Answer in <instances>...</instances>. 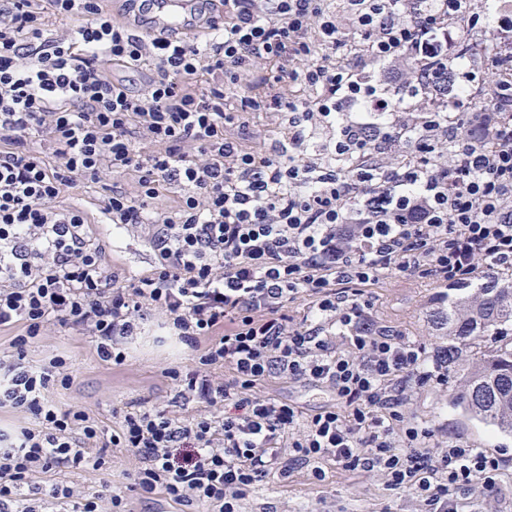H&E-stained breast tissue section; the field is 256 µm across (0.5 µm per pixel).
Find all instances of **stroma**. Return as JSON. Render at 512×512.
I'll return each mask as SVG.
<instances>
[{"label":"stroma","instance_id":"obj_1","mask_svg":"<svg viewBox=\"0 0 512 512\" xmlns=\"http://www.w3.org/2000/svg\"><path fill=\"white\" fill-rule=\"evenodd\" d=\"M447 286L405 276L390 278L371 288L370 313L381 325L390 327L409 340L435 350L445 346L427 322L437 300ZM30 361L54 355L67 359L74 375L69 388L54 387L52 396L59 406L78 407L97 419L102 428L113 425V411L133 408L139 402L180 413L188 419L192 409L183 408L171 370L191 365L193 353L177 337L156 342L154 335L141 336L129 346L123 365L101 361L90 337L80 336L60 324L49 325L26 351ZM466 359L448 364V384L422 388L407 406L408 417L429 426L436 438L473 448H483L501 457L504 471L495 491L470 496L463 502L465 512H512V435L484 426L459 408L453 400L461 389ZM264 394L286 397L310 409L331 403L332 394L301 382L275 379L262 388ZM138 466L137 456L122 448L109 451L112 492L122 498L127 512H180L179 506L162 496L144 501L132 488ZM419 501L410 493L390 489L384 480L363 472L341 471L330 467L324 480L313 478L306 467H294L287 480H270L248 496L245 512H420Z\"/></svg>","mask_w":512,"mask_h":512}]
</instances>
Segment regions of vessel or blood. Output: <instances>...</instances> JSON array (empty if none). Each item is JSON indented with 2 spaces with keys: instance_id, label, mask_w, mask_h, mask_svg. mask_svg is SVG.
<instances>
[{
  "instance_id": "1",
  "label": "vessel or blood",
  "mask_w": 512,
  "mask_h": 512,
  "mask_svg": "<svg viewBox=\"0 0 512 512\" xmlns=\"http://www.w3.org/2000/svg\"><path fill=\"white\" fill-rule=\"evenodd\" d=\"M222 14L219 0H148L145 8L129 14L128 21L136 33L175 43L206 32Z\"/></svg>"
}]
</instances>
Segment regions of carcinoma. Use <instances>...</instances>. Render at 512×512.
Segmentation results:
<instances>
[{
    "label": "carcinoma",
    "mask_w": 512,
    "mask_h": 512,
    "mask_svg": "<svg viewBox=\"0 0 512 512\" xmlns=\"http://www.w3.org/2000/svg\"><path fill=\"white\" fill-rule=\"evenodd\" d=\"M459 50L491 54L494 47L465 35ZM448 306L430 314L448 349L471 353L456 402L473 416L512 432V276L488 275L477 284L449 286Z\"/></svg>",
    "instance_id": "obj_1"
}]
</instances>
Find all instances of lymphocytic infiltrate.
<instances>
[{
    "instance_id": "1",
    "label": "lymphocytic infiltrate",
    "mask_w": 512,
    "mask_h": 512,
    "mask_svg": "<svg viewBox=\"0 0 512 512\" xmlns=\"http://www.w3.org/2000/svg\"><path fill=\"white\" fill-rule=\"evenodd\" d=\"M222 2L210 31L171 45L106 0H0V331L15 350L0 410L25 420L0 426V512H119L108 480L66 479L106 472L112 448L138 456L143 498L209 512H244L294 464L323 480L326 462L382 475L421 512H460L503 461L407 419L414 390L447 383L448 351L378 325L368 290L512 268V0L481 20L471 0ZM479 24L496 58L457 52ZM260 69L304 97L260 91ZM481 70L501 77L484 104ZM444 84L445 111H423L417 94ZM271 110L286 138L250 145L243 114ZM102 223L144 239L151 269L112 263ZM156 312L198 352L173 374L192 418L143 404L105 431L51 398L73 380L63 357L26 358L58 323L123 364ZM275 376L334 401L310 412L258 394Z\"/></svg>"
}]
</instances>
